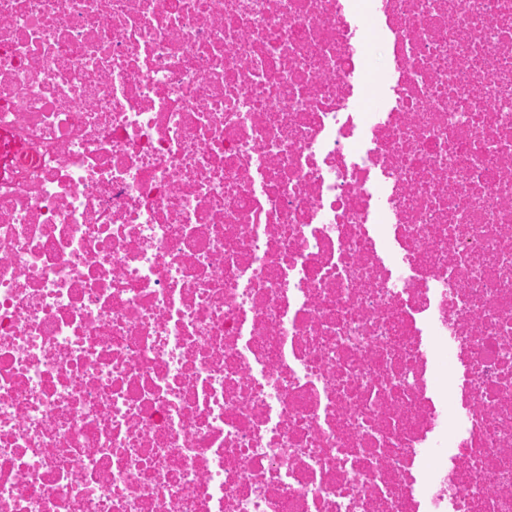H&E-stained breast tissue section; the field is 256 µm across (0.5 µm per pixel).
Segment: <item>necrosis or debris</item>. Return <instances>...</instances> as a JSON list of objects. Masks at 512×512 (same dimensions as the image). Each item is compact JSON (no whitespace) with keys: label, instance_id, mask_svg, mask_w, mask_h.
Here are the masks:
<instances>
[{"label":"necrosis or debris","instance_id":"necrosis-or-debris-1","mask_svg":"<svg viewBox=\"0 0 512 512\" xmlns=\"http://www.w3.org/2000/svg\"><path fill=\"white\" fill-rule=\"evenodd\" d=\"M0 512H512V0H0Z\"/></svg>","mask_w":512,"mask_h":512}]
</instances>
